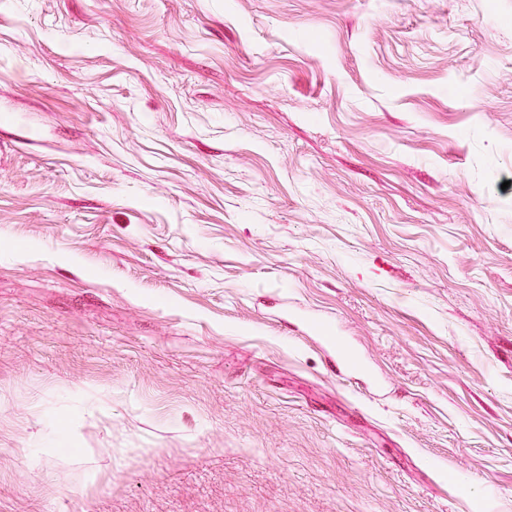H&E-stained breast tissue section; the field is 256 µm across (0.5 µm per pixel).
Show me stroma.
<instances>
[{"instance_id":"stroma-1","label":"stroma","mask_w":512,"mask_h":512,"mask_svg":"<svg viewBox=\"0 0 512 512\" xmlns=\"http://www.w3.org/2000/svg\"><path fill=\"white\" fill-rule=\"evenodd\" d=\"M0 512H512V0H0Z\"/></svg>"}]
</instances>
